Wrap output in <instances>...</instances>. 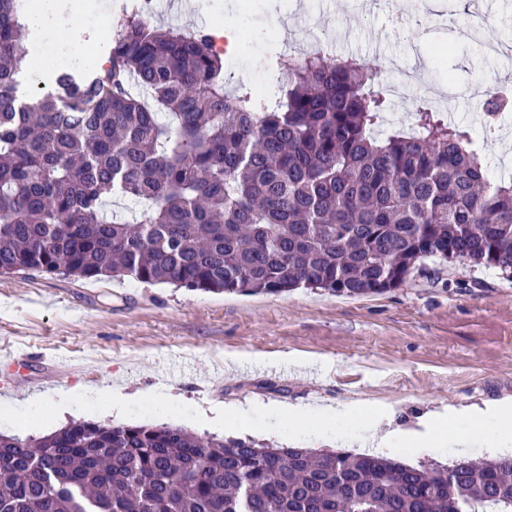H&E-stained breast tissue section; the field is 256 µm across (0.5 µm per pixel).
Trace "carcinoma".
<instances>
[{
    "instance_id": "1",
    "label": "carcinoma",
    "mask_w": 512,
    "mask_h": 512,
    "mask_svg": "<svg viewBox=\"0 0 512 512\" xmlns=\"http://www.w3.org/2000/svg\"><path fill=\"white\" fill-rule=\"evenodd\" d=\"M101 70L26 101L21 0H0V275L129 278L215 294L364 297L426 259L512 269V177L415 105L376 127L381 77L317 52L263 97L228 88L210 33L122 0ZM148 204L107 220L104 200ZM0 512H512V457L417 466L343 450L73 422L0 433Z\"/></svg>"
}]
</instances>
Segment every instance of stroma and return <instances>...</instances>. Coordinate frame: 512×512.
I'll list each match as a JSON object with an SVG mask.
<instances>
[{
	"label": "stroma",
	"mask_w": 512,
	"mask_h": 512,
	"mask_svg": "<svg viewBox=\"0 0 512 512\" xmlns=\"http://www.w3.org/2000/svg\"><path fill=\"white\" fill-rule=\"evenodd\" d=\"M78 28L97 69L112 43L116 0H88ZM235 24L242 56L258 45L281 53L321 32L333 56L356 57L393 80L385 60L421 66L423 82L391 98L400 123L416 101L453 109L472 126L470 100L482 85L512 86V0H160L157 25L206 29L216 7ZM284 31L266 34L271 18ZM0 432L51 434L70 422L168 423L198 435L252 436L283 445L355 451L350 439L209 420L213 405L253 401H368L393 410L396 426L426 414L512 397V271L426 261L406 282L368 297L299 288L277 295L191 292L129 279L76 280L37 272L0 276ZM122 384L126 417L108 413L98 393ZM80 394L72 412L29 415L28 397Z\"/></svg>",
	"instance_id": "1"
}]
</instances>
